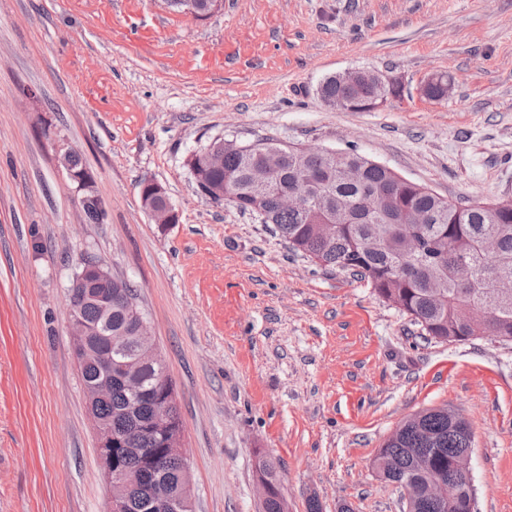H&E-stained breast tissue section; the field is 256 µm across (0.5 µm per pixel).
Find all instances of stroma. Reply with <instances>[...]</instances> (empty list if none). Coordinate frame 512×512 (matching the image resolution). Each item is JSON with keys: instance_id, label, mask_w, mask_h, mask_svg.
I'll return each instance as SVG.
<instances>
[{"instance_id": "35a3bbf8", "label": "stroma", "mask_w": 512, "mask_h": 512, "mask_svg": "<svg viewBox=\"0 0 512 512\" xmlns=\"http://www.w3.org/2000/svg\"><path fill=\"white\" fill-rule=\"evenodd\" d=\"M365 69L370 112L318 97ZM452 79L446 99L422 87ZM357 150L455 203L512 196V0H0V512H108L68 323L80 256L138 291L177 393L193 512H403L373 466L404 420L448 406L473 434L476 512H512V345L423 341L348 272L293 255L198 192L213 138ZM78 152L107 217L85 219ZM179 214L162 228L141 179ZM337 80L347 87L355 86L363 80H369L375 84L383 83L379 73L361 69L345 71L337 76ZM337 80L336 76L326 78L318 88V95L327 106L331 101H340L342 104L340 109L345 111L369 112L375 109L381 100L386 101L389 96L400 93V85L395 80L381 86L363 81L351 90L342 87ZM258 477L259 480L264 481L269 486V495H267V487L264 483H259V488L261 492L263 502L262 508L263 512H285L282 510L283 496L280 491L277 473L273 464L263 457L259 459L258 462Z\"/></svg>"}]
</instances>
